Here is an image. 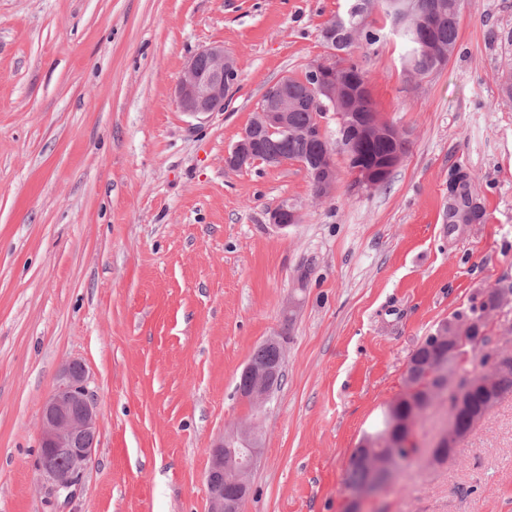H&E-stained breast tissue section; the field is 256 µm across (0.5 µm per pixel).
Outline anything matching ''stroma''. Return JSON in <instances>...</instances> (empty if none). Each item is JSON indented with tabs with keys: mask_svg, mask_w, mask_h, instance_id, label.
Segmentation results:
<instances>
[{
	"mask_svg": "<svg viewBox=\"0 0 512 512\" xmlns=\"http://www.w3.org/2000/svg\"><path fill=\"white\" fill-rule=\"evenodd\" d=\"M346 0H0V512H208L215 440L255 423L243 512H346L345 472L404 391L440 322L512 288V0H471L447 64L422 79L379 15L356 45L378 111L409 151L386 183L312 196L295 162L224 156L266 88L327 59ZM241 78L223 111L181 112L174 88L212 43ZM483 218L448 228L457 171ZM291 204L299 223L271 210ZM299 308L285 313L289 297ZM283 381L259 411L236 385L269 337ZM84 365L98 411L72 494L35 467L41 404ZM438 399L421 452L360 512H512V395L442 464Z\"/></svg>",
	"mask_w": 512,
	"mask_h": 512,
	"instance_id": "obj_1",
	"label": "stroma"
}]
</instances>
